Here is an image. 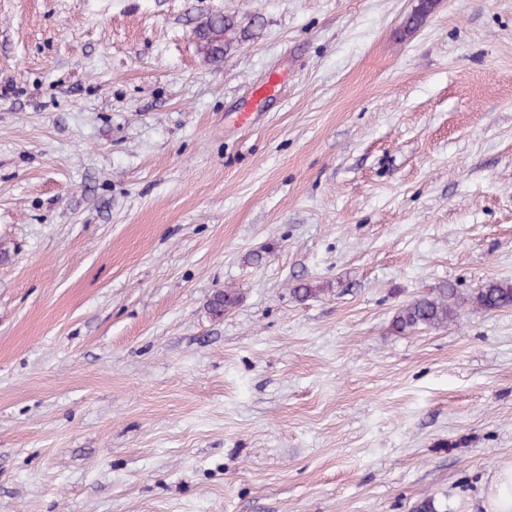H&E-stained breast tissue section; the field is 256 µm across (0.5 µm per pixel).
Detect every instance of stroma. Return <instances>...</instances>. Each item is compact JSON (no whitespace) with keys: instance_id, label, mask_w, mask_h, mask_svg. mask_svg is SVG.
Segmentation results:
<instances>
[{"instance_id":"35a3bbf8","label":"stroma","mask_w":512,"mask_h":512,"mask_svg":"<svg viewBox=\"0 0 512 512\" xmlns=\"http://www.w3.org/2000/svg\"><path fill=\"white\" fill-rule=\"evenodd\" d=\"M418 2L0 0V512H484L512 309L392 320L512 280V0ZM237 30L233 17L218 16L211 18L198 31L199 39L206 41L209 47L211 61L221 62L224 60V54L233 43V38L228 37V34H235ZM221 37H224V41L221 40ZM485 311L512 308V283L488 281L468 297L461 296L449 286L440 297L431 294L419 296L397 309L393 326L399 333L410 332L422 326H442L455 322L463 304Z\"/></svg>"}]
</instances>
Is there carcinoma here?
I'll return each mask as SVG.
<instances>
[{
	"instance_id": "1",
	"label": "carcinoma",
	"mask_w": 512,
	"mask_h": 512,
	"mask_svg": "<svg viewBox=\"0 0 512 512\" xmlns=\"http://www.w3.org/2000/svg\"><path fill=\"white\" fill-rule=\"evenodd\" d=\"M245 38V31L237 30L234 18L218 16L210 19L198 31V37L206 41L210 59L213 62L224 60V54L233 43L231 35ZM237 303V294L232 290L220 291L209 302L210 311L222 315ZM470 304L485 311L512 308V283L489 281L478 291L464 297L450 286L440 296L431 294L419 296L397 309L393 326L399 333L410 332L422 326H442L454 322L459 317V308Z\"/></svg>"
}]
</instances>
